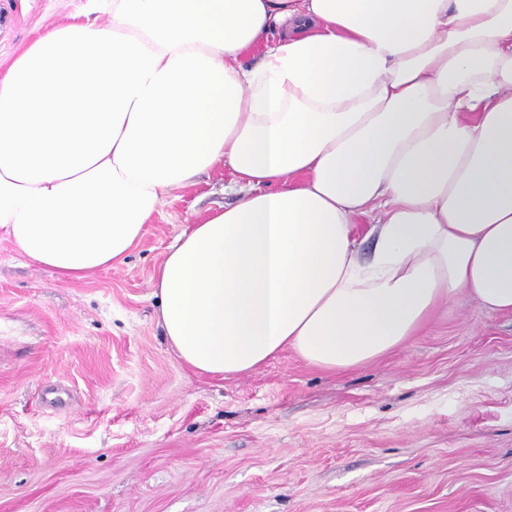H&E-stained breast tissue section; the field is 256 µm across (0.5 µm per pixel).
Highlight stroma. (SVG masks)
Wrapping results in <instances>:
<instances>
[{
	"mask_svg": "<svg viewBox=\"0 0 512 512\" xmlns=\"http://www.w3.org/2000/svg\"><path fill=\"white\" fill-rule=\"evenodd\" d=\"M84 0H0V69ZM230 168L168 195L123 264L58 280L0 232V512H512V314L467 294L343 372L286 349L199 373L155 275L233 205Z\"/></svg>",
	"mask_w": 512,
	"mask_h": 512,
	"instance_id": "obj_1",
	"label": "stroma"
}]
</instances>
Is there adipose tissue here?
Instances as JSON below:
<instances>
[{
    "label": "adipose tissue",
    "mask_w": 512,
    "mask_h": 512,
    "mask_svg": "<svg viewBox=\"0 0 512 512\" xmlns=\"http://www.w3.org/2000/svg\"><path fill=\"white\" fill-rule=\"evenodd\" d=\"M0 71V230L78 281L227 166L156 273L194 370L377 360L466 291L512 313V0H86ZM259 51L252 69L240 57ZM382 214L362 258L353 220Z\"/></svg>",
    "instance_id": "adipose-tissue-1"
}]
</instances>
